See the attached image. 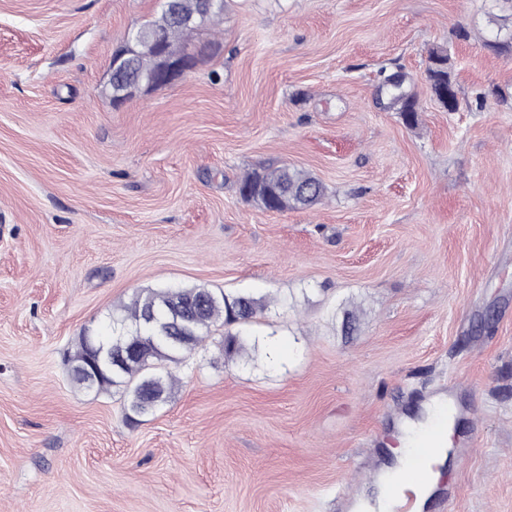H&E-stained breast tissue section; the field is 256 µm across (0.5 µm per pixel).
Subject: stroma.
Masks as SVG:
<instances>
[{"mask_svg":"<svg viewBox=\"0 0 512 512\" xmlns=\"http://www.w3.org/2000/svg\"><path fill=\"white\" fill-rule=\"evenodd\" d=\"M155 0H0V512H356L413 408L463 406L450 512H512V57L496 0H226L177 83L116 106ZM448 50L460 106L434 100ZM413 81L419 124L382 72ZM326 198L270 213L246 171ZM275 302L138 423L64 354L143 288ZM359 323L345 331L346 312ZM285 341L287 357L272 345ZM429 66L433 62H438L435 67V77L437 81L446 86H452L455 88V84L452 80V63L451 57L447 51L442 48H432L428 51ZM456 89V88H455ZM326 192L325 185L309 171L288 164L256 168L238 184L240 197L263 211L268 197L276 201V210L282 212L315 205L325 198Z\"/></svg>","mask_w":512,"mask_h":512,"instance_id":"35a3bbf8","label":"stroma"}]
</instances>
